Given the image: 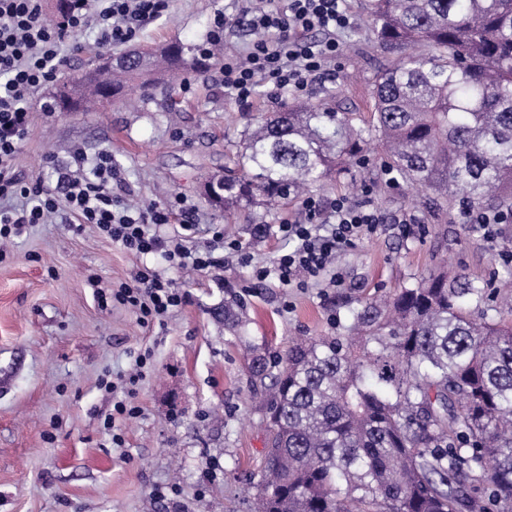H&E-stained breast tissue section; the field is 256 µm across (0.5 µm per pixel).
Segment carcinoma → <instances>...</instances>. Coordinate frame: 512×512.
Masks as SVG:
<instances>
[{
	"label": "carcinoma",
	"mask_w": 512,
	"mask_h": 512,
	"mask_svg": "<svg viewBox=\"0 0 512 512\" xmlns=\"http://www.w3.org/2000/svg\"><path fill=\"white\" fill-rule=\"evenodd\" d=\"M380 48L368 125L338 101L263 116L228 158L224 215L286 202L342 172L364 134L389 167L452 209L512 207V0H368ZM169 43L146 75L88 68L60 112L118 100L185 64ZM485 286L437 270L393 297L359 299L344 333L253 353L267 448L252 512H512V324Z\"/></svg>",
	"instance_id": "cac0c4a2"
}]
</instances>
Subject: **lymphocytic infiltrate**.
Listing matches in <instances>:
<instances>
[{
  "instance_id": "lymphocytic-infiltrate-1",
  "label": "lymphocytic infiltrate",
  "mask_w": 512,
  "mask_h": 512,
  "mask_svg": "<svg viewBox=\"0 0 512 512\" xmlns=\"http://www.w3.org/2000/svg\"><path fill=\"white\" fill-rule=\"evenodd\" d=\"M43 9V0H0V260L6 256L4 244L23 225L50 224L67 215L96 225L113 244L136 256L163 251L179 267L204 271L223 265L217 251L226 248L242 263H250L241 242L220 234L192 251L169 245L159 229L175 216L184 218L182 200L130 204L112 189L121 172L109 152L98 153L88 166L58 170L52 189L18 171L16 161L31 125V98L67 64L68 39L88 30L97 49L110 50L163 17L169 0H67L64 14L53 23L43 22ZM244 19L258 38L246 54L225 56L221 68L225 94L239 103L250 102L262 84L302 95L314 76L335 65L340 37L352 26L347 0H263ZM302 207L304 218L279 227L294 248L279 254L272 265L254 267L256 279L272 276L286 288H305L325 275L338 282L333 271L337 253L354 247L379 223L370 204L353 205L343 197H309ZM316 213L332 218L328 233L310 223ZM111 301L135 312L138 323L149 327L164 324L186 295L172 280L145 267L114 288ZM149 361V354H140L133 373L102 383L112 394V412L104 424L113 431L115 447L123 445L122 424L139 414L134 398Z\"/></svg>"
}]
</instances>
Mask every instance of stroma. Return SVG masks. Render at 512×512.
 Returning <instances> with one entry per match:
<instances>
[{
    "instance_id": "1",
    "label": "stroma",
    "mask_w": 512,
    "mask_h": 512,
    "mask_svg": "<svg viewBox=\"0 0 512 512\" xmlns=\"http://www.w3.org/2000/svg\"><path fill=\"white\" fill-rule=\"evenodd\" d=\"M349 7L354 27L343 37L336 68L312 82L304 99L336 98L363 114L385 56L360 0ZM245 8V0H172L167 15L133 43L196 47L215 14L239 16ZM220 67L213 60L201 70L185 68L174 90L93 112L45 113L56 87H42L17 166L51 188L57 166L108 151L136 201L180 197L192 208L188 248L219 231L241 241L254 263L272 262L288 241L257 229L294 216L300 200L246 207L228 224L202 186L223 173L253 117L293 98L263 90L239 105L218 83ZM385 166L382 148L371 143L360 161L310 191L357 205L364 185H372L383 218L375 232L337 254L343 284L336 288L324 279L310 288L260 281L231 254L223 267L186 272L159 253L131 255L90 224L23 227L0 261V512H248L266 446L265 408L247 370L252 350L273 361L292 337L334 335L348 300L390 295L442 263L449 275L478 284L491 279L501 294L512 293V263L500 258L512 252V223L498 225L495 242H487L459 209L439 207L407 183L387 184ZM145 265L188 296L152 329L97 297ZM228 305L242 318L241 331L225 327ZM145 351L151 367L135 398L140 414L123 426L125 443L116 448L104 426L112 396L100 381L129 372ZM159 490L164 499L156 498Z\"/></svg>"
}]
</instances>
